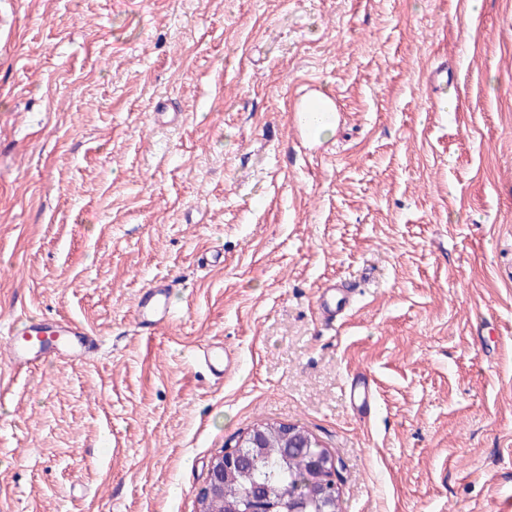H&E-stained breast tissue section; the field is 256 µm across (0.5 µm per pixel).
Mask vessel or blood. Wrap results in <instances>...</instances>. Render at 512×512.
I'll return each mask as SVG.
<instances>
[{
  "mask_svg": "<svg viewBox=\"0 0 512 512\" xmlns=\"http://www.w3.org/2000/svg\"><path fill=\"white\" fill-rule=\"evenodd\" d=\"M171 295L172 285L163 279L152 281L140 291L134 303V320L141 332L154 333L174 318ZM355 297L352 288L325 285L316 295L317 312L325 324H334L350 308ZM89 334V329L68 318H31L21 328L0 331V343L8 348L11 368L20 371L53 358L83 359L91 352ZM199 357L219 378L229 375L237 366L235 356L220 345L203 346ZM347 393L350 403L358 407L376 401L373 387L363 375L350 379Z\"/></svg>",
  "mask_w": 512,
  "mask_h": 512,
  "instance_id": "1",
  "label": "vessel or blood"
}]
</instances>
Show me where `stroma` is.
<instances>
[{
  "instance_id": "obj_1",
  "label": "stroma",
  "mask_w": 512,
  "mask_h": 512,
  "mask_svg": "<svg viewBox=\"0 0 512 512\" xmlns=\"http://www.w3.org/2000/svg\"><path fill=\"white\" fill-rule=\"evenodd\" d=\"M469 2L0 0V322L102 339L0 352V512H197L263 423L339 461L342 512L512 502V0ZM304 83L341 114L311 146ZM159 278L176 314L145 336ZM332 281L358 295L329 326ZM173 284L154 280L143 288L134 303V320L141 332L153 334L175 317L171 302ZM90 331L68 319H27L20 329L1 327V343L6 344L14 371L29 369L47 359L80 360L88 356ZM199 358L217 378L225 376L236 370L237 360L235 356L224 349L222 345H206L199 351ZM347 393L350 403L357 407L376 403L372 384L365 375L352 377L347 383Z\"/></svg>"
}]
</instances>
